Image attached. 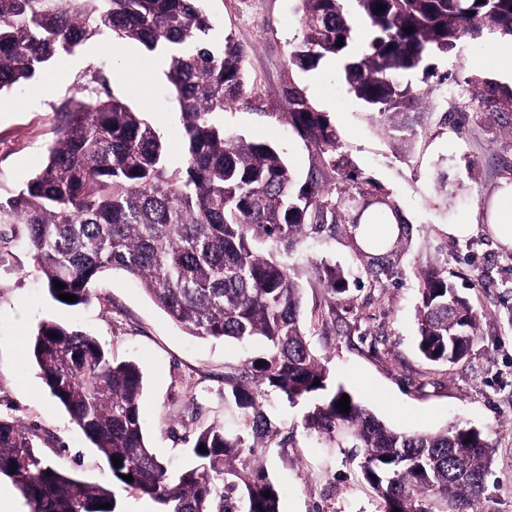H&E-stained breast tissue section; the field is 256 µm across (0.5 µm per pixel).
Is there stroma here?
<instances>
[{
	"instance_id": "stroma-1",
	"label": "stroma",
	"mask_w": 512,
	"mask_h": 512,
	"mask_svg": "<svg viewBox=\"0 0 512 512\" xmlns=\"http://www.w3.org/2000/svg\"><path fill=\"white\" fill-rule=\"evenodd\" d=\"M213 22L248 49L246 93L224 112L225 129L252 141L282 147L290 166L303 171L307 152L276 115L285 111L281 88L287 76L302 83L309 97L328 112L344 150L398 201L409 221L407 250L398 281L379 285L363 280L336 304V322L309 326L313 350L327 359L337 382L350 389L389 426L438 431L454 424L482 430L495 449L487 477L489 512H512V250L486 231L488 205L504 184L512 183V132L489 142L482 126L443 127L438 115L425 119L426 136L407 146L377 128L340 77L335 60L309 72L289 73L288 53L300 37L297 0H204ZM494 35L464 44L455 53L434 57L439 74L464 77L480 71L503 91L512 76L489 65L504 47ZM134 43H115L109 35L55 60L35 86L0 95V194L20 189L41 167L54 139L53 108L81 97L86 70L105 64L114 73V93L162 133L172 160L182 155L179 109L154 62L144 68ZM445 175L447 193L436 190ZM454 224L473 225L459 238ZM347 239L326 247L307 244L292 254L304 285L305 314L323 304L313 285L314 262L351 265ZM443 257L448 273L482 309L481 336L469 356L448 367L426 361L416 345L419 263ZM20 271L0 274V418L35 428L36 443L59 470L80 480L112 488L121 512H158L149 497L116 486L107 461L49 394L31 356L38 324L45 319L72 323L97 338L119 361L136 362L144 374V434L155 455L176 468L191 457L195 431L209 424L235 428L237 418L224 406V373L259 355L257 343L200 339L184 333L147 297L128 274H102L97 299L70 308L51 299L25 251ZM265 410L275 435L261 461L282 489L280 512H377L378 501L363 480L350 449L320 439L302 426L300 408L270 398Z\"/></svg>"
}]
</instances>
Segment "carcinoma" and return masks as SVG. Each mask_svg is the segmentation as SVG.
I'll list each match as a JSON object with an SVG mask.
<instances>
[{
  "label": "carcinoma",
  "instance_id": "1",
  "mask_svg": "<svg viewBox=\"0 0 512 512\" xmlns=\"http://www.w3.org/2000/svg\"><path fill=\"white\" fill-rule=\"evenodd\" d=\"M299 22L288 71L336 59L373 120L411 146L425 136L417 108L431 95L413 77L431 74V56L486 30L511 38L512 0H300ZM104 32L138 44L146 59L164 57L184 131L181 162L170 163L158 130L114 94L109 73L94 69L87 95L54 109L56 138L42 168L20 190L0 195V270H15L23 247L50 297L76 307L91 300L101 273L120 269L190 335L263 345L261 355L224 372V406L238 428H199L190 463L171 470L144 438L141 368L114 360L80 329L40 322L31 352L42 379L107 460L113 480L152 498L158 512H231L221 487L229 478L241 488L245 512H280L282 490L259 456L274 434L264 410L274 393L302 407L307 431L355 449L351 460L378 512H482L494 454L487 436L460 424L407 433L379 420L310 347L304 285L295 266L278 259L340 236L362 275L376 282L395 276L408 220L393 195L343 151L329 114L291 78L282 88L288 111L278 118L307 151L303 173L273 145L216 122L245 93L247 51L216 28L202 0H0V94L32 84L58 55ZM436 86L468 96L453 114L442 110L445 126L450 116L480 114L492 135L495 118L512 113V92L477 71L461 80L444 74ZM363 224H395L398 233L367 237ZM314 275L325 294L317 319H334L336 300L360 279L326 260ZM415 277L417 348L430 362L456 365L480 339L482 314L448 278L446 260L418 266ZM61 292L77 300H61ZM344 393L347 413L337 408ZM36 438L0 418V477L13 482L30 512H119L113 491L58 470Z\"/></svg>",
  "mask_w": 512,
  "mask_h": 512
}]
</instances>
